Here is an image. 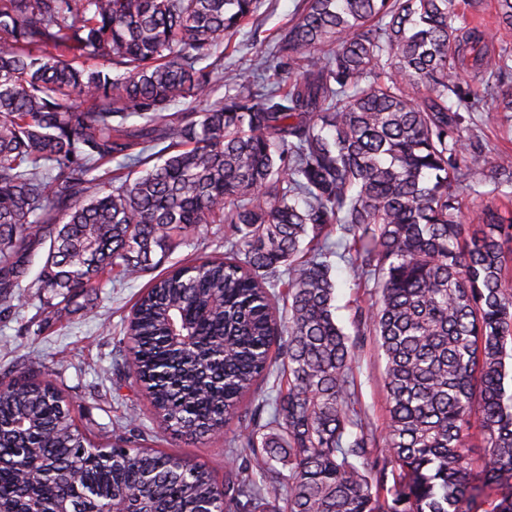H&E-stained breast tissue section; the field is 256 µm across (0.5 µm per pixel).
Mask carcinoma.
Wrapping results in <instances>:
<instances>
[{
	"label": "carcinoma",
	"mask_w": 512,
	"mask_h": 512,
	"mask_svg": "<svg viewBox=\"0 0 512 512\" xmlns=\"http://www.w3.org/2000/svg\"><path fill=\"white\" fill-rule=\"evenodd\" d=\"M302 2L274 45L287 88L256 90L259 58L234 93L172 113L214 92L218 42L257 0H0V312L40 246L37 288L64 310L222 224L224 257L170 267L135 302L123 368L163 428L197 440L242 418L272 353L284 363L222 484L123 433L102 444L20 368L0 386V512L86 493L138 512H512V155L490 165L463 135L483 96L459 78L474 70L512 112V51L457 24L456 0ZM496 15L511 29L512 0ZM477 170L508 207L469 225L459 188ZM338 245L376 288L353 335L335 316ZM367 334L386 361L382 438L355 392Z\"/></svg>",
	"instance_id": "carcinoma-1"
}]
</instances>
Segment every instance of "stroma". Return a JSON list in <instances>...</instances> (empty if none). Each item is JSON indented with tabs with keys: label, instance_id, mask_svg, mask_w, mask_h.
Segmentation results:
<instances>
[{
	"label": "stroma",
	"instance_id": "stroma-1",
	"mask_svg": "<svg viewBox=\"0 0 512 512\" xmlns=\"http://www.w3.org/2000/svg\"><path fill=\"white\" fill-rule=\"evenodd\" d=\"M300 5V0H259L251 29L243 30L236 38L238 51L224 59L219 83H230L239 69L250 66L259 55L266 61L265 79L288 82L289 76L280 70L271 47L261 44L260 39L288 26L299 16ZM464 133L483 141L488 161L512 154V116L496 111L491 102L483 103ZM333 277L337 317L348 328L356 305L368 299L369 291L359 286L356 272L344 260L336 261ZM149 282L145 276L109 283L90 294L83 308L60 320L50 313L46 294L34 288L21 291L14 301V315L0 316V383L9 382L18 367H45L70 399L83 430L103 436L121 422L148 437L152 448L207 462L216 476H223L232 464L231 457L224 453V434L188 441L160 428L140 385L133 377L119 376L116 371L125 353L123 321ZM356 360L359 399L377 435H384L386 394L381 373L385 361L374 337L365 338Z\"/></svg>",
	"mask_w": 512,
	"mask_h": 512
}]
</instances>
